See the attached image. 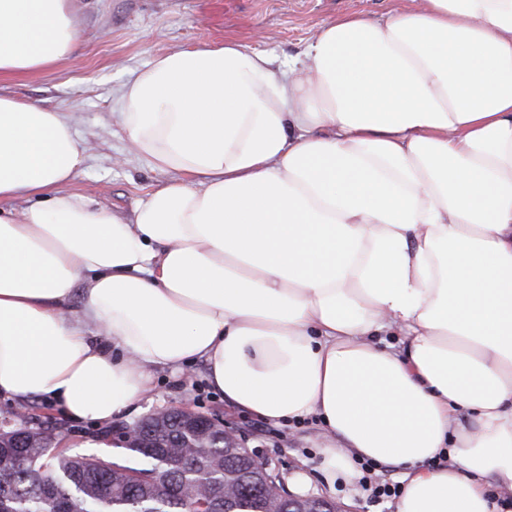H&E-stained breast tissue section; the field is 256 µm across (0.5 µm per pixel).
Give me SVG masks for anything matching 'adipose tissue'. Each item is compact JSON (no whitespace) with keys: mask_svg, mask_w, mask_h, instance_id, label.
<instances>
[{"mask_svg":"<svg viewBox=\"0 0 512 512\" xmlns=\"http://www.w3.org/2000/svg\"><path fill=\"white\" fill-rule=\"evenodd\" d=\"M78 8L0 0V81L73 56ZM119 101L165 176L129 218L71 190L68 113L0 95V395L106 425L199 362L396 512H512V0L342 15L279 75L176 49Z\"/></svg>","mask_w":512,"mask_h":512,"instance_id":"1","label":"adipose tissue"}]
</instances>
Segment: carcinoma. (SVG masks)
Returning <instances> with one entry per match:
<instances>
[{
    "label": "carcinoma",
    "instance_id": "cac0c4a2",
    "mask_svg": "<svg viewBox=\"0 0 512 512\" xmlns=\"http://www.w3.org/2000/svg\"><path fill=\"white\" fill-rule=\"evenodd\" d=\"M174 412L162 432L148 430L144 446L115 460L67 455L58 448L59 426L22 424L0 433V512H281L265 485L273 471L224 439L182 448L188 433ZM209 481L210 495L190 499L182 491L193 477ZM232 490L224 493V485Z\"/></svg>",
    "mask_w": 512,
    "mask_h": 512
}]
</instances>
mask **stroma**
<instances>
[{
    "label": "stroma",
    "mask_w": 512,
    "mask_h": 512,
    "mask_svg": "<svg viewBox=\"0 0 512 512\" xmlns=\"http://www.w3.org/2000/svg\"><path fill=\"white\" fill-rule=\"evenodd\" d=\"M397 5L398 0H83L74 60L34 77L1 82L0 93L72 114L90 146L74 189L129 215L163 176L126 155L119 90L153 57L232 39L268 54L277 72L303 56L323 21L356 12L380 18ZM183 405L220 416L242 433L247 447L279 470L289 490L325 497L342 512H395L394 500L369 502L357 483L329 484L316 446L320 427L315 419L277 425L235 410L207 383L200 363L178 373L155 370L153 391L112 426Z\"/></svg>",
    "instance_id": "1"
}]
</instances>
